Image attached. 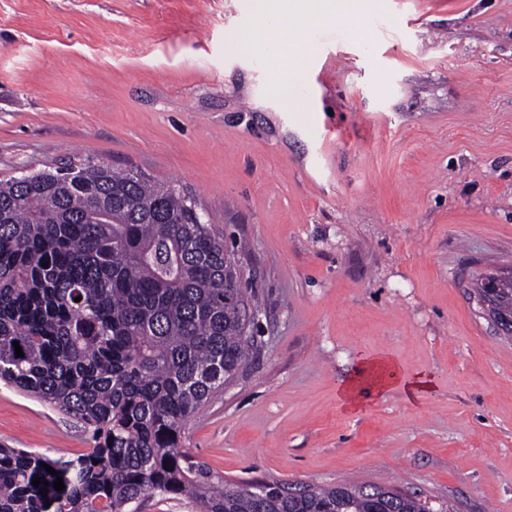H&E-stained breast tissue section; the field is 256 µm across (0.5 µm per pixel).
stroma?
<instances>
[{
  "mask_svg": "<svg viewBox=\"0 0 512 512\" xmlns=\"http://www.w3.org/2000/svg\"><path fill=\"white\" fill-rule=\"evenodd\" d=\"M249 0H0V178L91 161L170 183L232 247L246 363L188 422L240 483L373 482L512 512V339L478 311L512 273V0H380L328 19L277 89ZM385 354L434 390L348 411ZM83 422L0 381V447L66 462Z\"/></svg>",
  "mask_w": 512,
  "mask_h": 512,
  "instance_id": "stroma-1",
  "label": "stroma"
}]
</instances>
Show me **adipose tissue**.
<instances>
[{
    "label": "adipose tissue",
    "mask_w": 512,
    "mask_h": 512,
    "mask_svg": "<svg viewBox=\"0 0 512 512\" xmlns=\"http://www.w3.org/2000/svg\"><path fill=\"white\" fill-rule=\"evenodd\" d=\"M252 3L254 22L236 35L238 46L252 51L276 49L277 69L295 71L307 53V29L326 18H337L359 27L368 13L370 0H252ZM395 388L412 402L431 393L434 383L425 374H401L388 356H366L342 380L340 396L345 407L353 411L365 399Z\"/></svg>",
    "instance_id": "ef3b65f1"
}]
</instances>
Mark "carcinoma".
I'll list each match as a JSON object with an SVG mask.
<instances>
[{"instance_id": "1", "label": "carcinoma", "mask_w": 512, "mask_h": 512, "mask_svg": "<svg viewBox=\"0 0 512 512\" xmlns=\"http://www.w3.org/2000/svg\"><path fill=\"white\" fill-rule=\"evenodd\" d=\"M193 206L105 165L0 180V380L80 419L93 441L64 463L0 448V512H135L175 496L198 512H453L379 499L376 485L259 494L192 461L186 421L250 351L248 289Z\"/></svg>"}]
</instances>
